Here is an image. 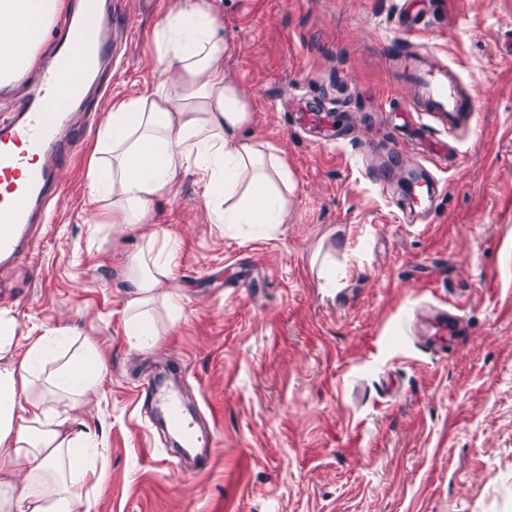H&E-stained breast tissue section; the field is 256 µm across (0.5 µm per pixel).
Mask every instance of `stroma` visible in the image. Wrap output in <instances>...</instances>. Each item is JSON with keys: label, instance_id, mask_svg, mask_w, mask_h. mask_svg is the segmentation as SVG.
<instances>
[{"label": "stroma", "instance_id": "35a3bbf8", "mask_svg": "<svg viewBox=\"0 0 512 512\" xmlns=\"http://www.w3.org/2000/svg\"><path fill=\"white\" fill-rule=\"evenodd\" d=\"M111 69L29 258L0 310L21 336L58 328L94 342L108 372L75 410L106 461L81 488L92 512H512V0H214L224 74L251 104L244 138L274 148L294 177L276 228L213 223L180 174L147 223L91 221L88 161L114 100L150 92L155 32L173 0H114ZM457 74L476 102L448 135L399 114L413 87L390 64L408 48ZM325 110L332 141L300 128ZM448 143L446 170L422 148ZM446 194L409 221L408 171ZM179 246L155 305L154 346L126 334L124 262L143 236ZM457 306L461 340L426 341L427 318ZM169 374L196 423L216 420L208 469L179 458L135 399Z\"/></svg>", "mask_w": 512, "mask_h": 512}]
</instances>
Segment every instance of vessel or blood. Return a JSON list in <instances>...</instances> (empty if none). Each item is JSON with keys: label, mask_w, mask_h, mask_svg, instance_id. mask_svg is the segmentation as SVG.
Segmentation results:
<instances>
[{"label": "vessel or blood", "mask_w": 512, "mask_h": 512, "mask_svg": "<svg viewBox=\"0 0 512 512\" xmlns=\"http://www.w3.org/2000/svg\"><path fill=\"white\" fill-rule=\"evenodd\" d=\"M111 27L108 18L100 24L68 21L58 35L45 81L55 82L61 94L84 103L88 97L84 85L69 81L67 74L77 59L88 74L101 73L109 56ZM408 68L419 89L413 111L431 113L452 129L473 117L475 103L460 98L447 72L433 68L426 56L410 53ZM80 134L74 112L60 110L38 88L28 94L12 120L0 123L1 276L28 258L32 238L44 223L45 202L58 187L60 165ZM446 190L436 179L420 185L410 197L409 211H417L426 199ZM458 326L457 315H439L432 324L433 341L440 344L453 339ZM164 421L169 429L184 435L186 447L199 448L197 467L206 469L209 440L195 438L182 403L167 400Z\"/></svg>", "instance_id": "b4317fda"}]
</instances>
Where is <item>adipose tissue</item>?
<instances>
[{
	"mask_svg": "<svg viewBox=\"0 0 512 512\" xmlns=\"http://www.w3.org/2000/svg\"><path fill=\"white\" fill-rule=\"evenodd\" d=\"M68 0H0V89L22 81L38 64L47 29ZM224 26L209 0H174L156 34L157 62L166 77L149 95L115 101L89 162L88 189L112 230L143 223L153 202L171 193L180 173L197 174L219 224H281L285 189L293 184L285 158L242 138L250 105L224 76ZM178 241L151 236L125 268L127 334L139 346L156 341L146 316L170 273ZM17 325L0 311V512H90L76 484L97 476L93 441L73 415L107 373L95 344L82 343L56 361L60 336L31 340L16 355ZM53 393L66 397L47 408L37 382L43 366Z\"/></svg>",
	"mask_w": 512,
	"mask_h": 512,
	"instance_id": "ef3b65f1",
	"label": "adipose tissue"
}]
</instances>
